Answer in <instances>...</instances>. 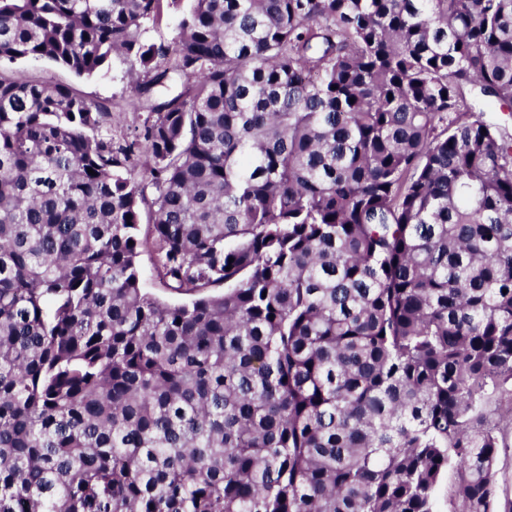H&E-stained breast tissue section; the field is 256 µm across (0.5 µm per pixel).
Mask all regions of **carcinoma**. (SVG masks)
I'll return each mask as SVG.
<instances>
[{"mask_svg":"<svg viewBox=\"0 0 512 512\" xmlns=\"http://www.w3.org/2000/svg\"><path fill=\"white\" fill-rule=\"evenodd\" d=\"M181 3L0 0V67L150 75L116 140L0 70V512H494L512 0H191L168 62ZM180 16L177 13L165 14L158 24L147 23L143 38L156 45H162L168 51V57H173L176 49L177 28ZM139 264L142 271L143 288L148 292L169 302H183L187 300L185 296L171 294L160 288L153 271V255L150 252L143 251L140 254Z\"/></svg>","mask_w":512,"mask_h":512,"instance_id":"1","label":"carcinoma"}]
</instances>
